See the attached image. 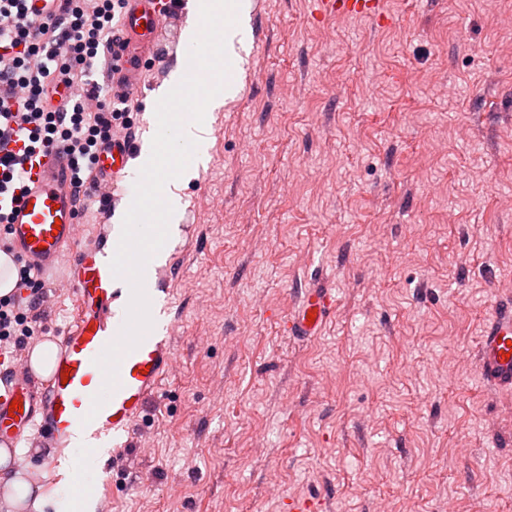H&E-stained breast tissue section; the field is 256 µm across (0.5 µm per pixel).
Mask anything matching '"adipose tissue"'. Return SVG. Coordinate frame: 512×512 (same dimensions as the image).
Masks as SVG:
<instances>
[{
    "label": "adipose tissue",
    "mask_w": 512,
    "mask_h": 512,
    "mask_svg": "<svg viewBox=\"0 0 512 512\" xmlns=\"http://www.w3.org/2000/svg\"><path fill=\"white\" fill-rule=\"evenodd\" d=\"M200 8L224 17V27L220 32L224 57L210 66L205 74L179 70L173 73L172 79L185 85L202 80H220L224 83L225 96H234L238 91L235 73L241 69L251 50V0H202ZM0 500L5 501L14 512L20 507L26 508L27 512H43L47 504L44 495L34 492L21 474L11 471L9 453L3 448H0Z\"/></svg>",
    "instance_id": "adipose-tissue-1"
}]
</instances>
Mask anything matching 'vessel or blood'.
Returning <instances> with one entry per match:
<instances>
[{
    "mask_svg": "<svg viewBox=\"0 0 512 512\" xmlns=\"http://www.w3.org/2000/svg\"><path fill=\"white\" fill-rule=\"evenodd\" d=\"M321 18H383L382 0H313ZM160 0H126L122 36L154 49L161 37ZM115 67L128 90L139 86L142 68L137 56L116 58ZM130 143H113L100 151L97 172L103 179L124 171L132 156ZM25 193L13 205L10 226L13 249L0 260V286L14 283V269L25 262L32 269L54 268L68 251H75L67 276L82 309L73 325L52 336L56 350L47 374H40L31 354L7 368H0V447L15 450L29 433H37L50 448L72 447L77 432L113 447L125 446L146 405L158 393L165 373L173 364L172 326L147 330L136 348L120 359L117 384L106 389L105 374L96 358L117 340L127 318L131 287L115 277L111 255L119 241L111 225H104L96 244L75 249L78 234L77 205L71 195L69 160L60 151L48 150L24 164ZM150 314H157L164 288L160 269L143 278ZM330 289L311 287L286 321L289 335L303 340L319 336L334 311ZM482 377L493 386L512 389V300H498L488 316L477 351ZM108 397L100 410L93 399ZM21 410H13L11 402Z\"/></svg>",
    "mask_w": 512,
    "mask_h": 512,
    "instance_id": "1",
    "label": "vessel or blood"
}]
</instances>
